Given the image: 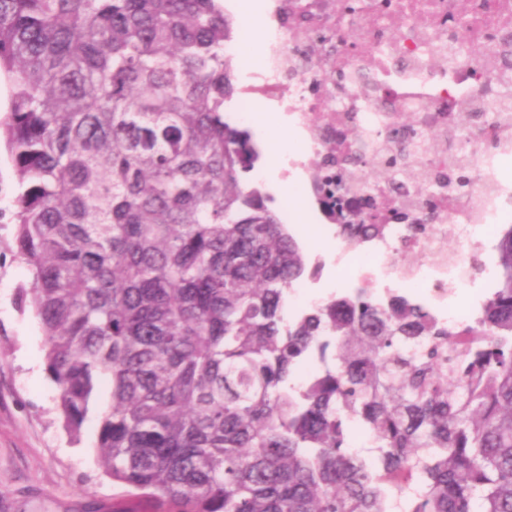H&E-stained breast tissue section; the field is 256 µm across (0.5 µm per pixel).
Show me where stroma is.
<instances>
[{"mask_svg":"<svg viewBox=\"0 0 512 512\" xmlns=\"http://www.w3.org/2000/svg\"><path fill=\"white\" fill-rule=\"evenodd\" d=\"M229 5L233 38L243 51L232 62L235 87L247 73L266 63L263 42L249 36L248 17ZM20 191L12 159L0 145V512H84L88 502L109 507L127 498L99 464L98 420L89 415L79 437L64 427L57 388L46 370L45 338L31 305L21 304L19 291L30 287L33 273L16 253L15 198ZM309 261H323L312 293L346 289L331 264L334 255L310 224L294 225Z\"/></svg>","mask_w":512,"mask_h":512,"instance_id":"35a3bbf8","label":"stroma"}]
</instances>
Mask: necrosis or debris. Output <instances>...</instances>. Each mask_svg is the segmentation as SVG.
Wrapping results in <instances>:
<instances>
[{
  "label": "necrosis or debris",
  "instance_id": "obj_1",
  "mask_svg": "<svg viewBox=\"0 0 512 512\" xmlns=\"http://www.w3.org/2000/svg\"><path fill=\"white\" fill-rule=\"evenodd\" d=\"M276 0L264 37L266 67L247 86L236 119L251 123L252 96L275 102L305 148L287 152L285 172L300 173L317 208L339 191L353 221L371 200L381 233L361 243L342 238L335 265L361 284L410 290L446 325L470 312L457 292L491 272L487 246L512 223V180L500 164L512 157V0ZM467 112L469 137L452 150L455 116ZM412 113L411 131L387 141L393 117ZM389 149L414 160L430 182L447 179L454 159L473 175L466 191L416 196L372 181L366 160ZM349 157L344 185L336 158ZM418 263L402 262L404 253Z\"/></svg>",
  "mask_w": 512,
  "mask_h": 512
}]
</instances>
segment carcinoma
Instances as JSON below:
<instances>
[{
    "label": "carcinoma",
    "mask_w": 512,
    "mask_h": 512,
    "mask_svg": "<svg viewBox=\"0 0 512 512\" xmlns=\"http://www.w3.org/2000/svg\"><path fill=\"white\" fill-rule=\"evenodd\" d=\"M229 39L219 0H0L20 302L66 429L97 413L101 467L152 512H512V225L466 328L369 288L286 314L320 267L244 179Z\"/></svg>",
    "instance_id": "1"
}]
</instances>
